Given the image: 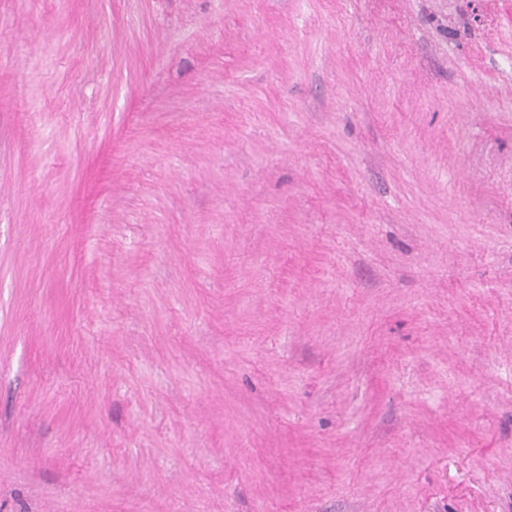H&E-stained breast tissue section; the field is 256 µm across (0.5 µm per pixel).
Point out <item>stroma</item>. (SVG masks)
Here are the masks:
<instances>
[{
	"label": "stroma",
	"mask_w": 512,
	"mask_h": 512,
	"mask_svg": "<svg viewBox=\"0 0 512 512\" xmlns=\"http://www.w3.org/2000/svg\"><path fill=\"white\" fill-rule=\"evenodd\" d=\"M0 512H512V0H0Z\"/></svg>",
	"instance_id": "stroma-1"
}]
</instances>
